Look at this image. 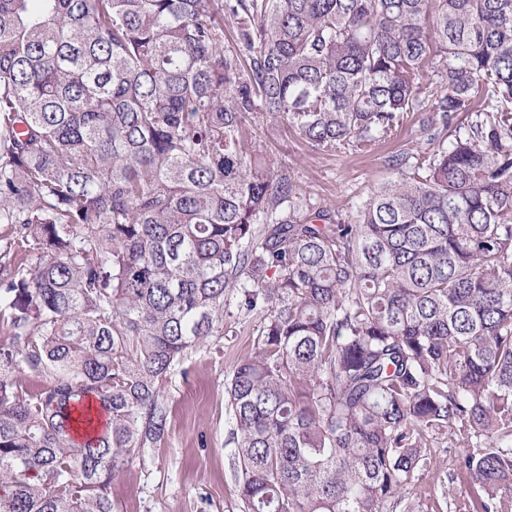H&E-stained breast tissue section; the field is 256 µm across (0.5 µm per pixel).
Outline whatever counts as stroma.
Returning a JSON list of instances; mask_svg holds the SVG:
<instances>
[{
	"mask_svg": "<svg viewBox=\"0 0 512 512\" xmlns=\"http://www.w3.org/2000/svg\"><path fill=\"white\" fill-rule=\"evenodd\" d=\"M419 119V113H407L396 130L367 152L312 150L288 125L263 114L255 119V131L274 161L288 165L312 201L346 215L393 177V156L429 150ZM261 326L260 317L244 318L229 309L223 333L210 337L176 367L165 385L167 432L115 477L114 512H239L224 382L239 360L256 352ZM431 454V465L421 471L414 487L418 510L455 512L452 501L466 490L465 484L448 482L456 450L442 438ZM449 485L454 491L448 499L442 490Z\"/></svg>",
	"mask_w": 512,
	"mask_h": 512,
	"instance_id": "obj_1",
	"label": "stroma"
}]
</instances>
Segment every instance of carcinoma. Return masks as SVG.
Returning <instances> with one entry per match:
<instances>
[{
    "label": "carcinoma",
    "mask_w": 512,
    "mask_h": 512,
    "mask_svg": "<svg viewBox=\"0 0 512 512\" xmlns=\"http://www.w3.org/2000/svg\"><path fill=\"white\" fill-rule=\"evenodd\" d=\"M259 110L434 149L345 217ZM0 243V512H113L232 301L242 512H414L441 436L465 512H512V0H0Z\"/></svg>",
    "instance_id": "carcinoma-1"
}]
</instances>
